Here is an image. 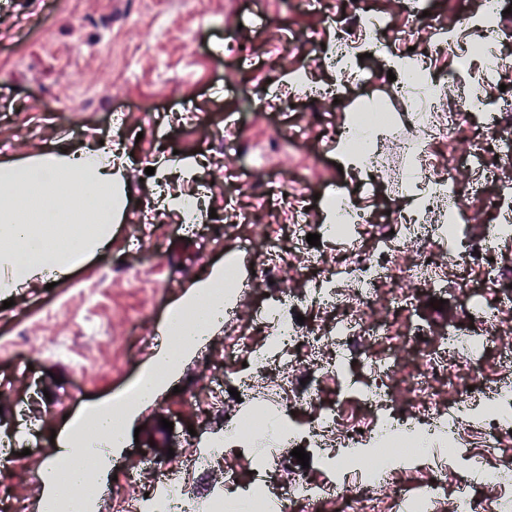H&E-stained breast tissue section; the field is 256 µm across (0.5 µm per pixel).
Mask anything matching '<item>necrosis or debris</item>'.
Returning <instances> with one entry per match:
<instances>
[{
  "label": "necrosis or debris",
  "mask_w": 512,
  "mask_h": 512,
  "mask_svg": "<svg viewBox=\"0 0 512 512\" xmlns=\"http://www.w3.org/2000/svg\"><path fill=\"white\" fill-rule=\"evenodd\" d=\"M379 39L380 31L368 15L350 11L336 19V43L330 60L333 65H341L357 46L372 48ZM469 49L481 59L486 80L497 81L512 74V58L502 54L490 29L471 26ZM487 112L485 100L472 95L461 99L447 122L441 123L431 103H414L408 123L419 138L411 147L423 158L435 140L449 137L462 124ZM474 165L473 155L466 150L444 170L422 161L415 187L433 208L455 206L450 189L456 176L460 169ZM246 189L258 205L267 203L271 190H278L284 205L295 211L293 240L305 242L312 228L308 213L299 207L301 194L289 193L287 183L275 186L267 179L248 183ZM338 224L351 229L347 237L349 257L312 278L300 301L287 302L289 276L284 275L282 267L263 270L274 294L264 320L265 342L249 348L251 364L257 370L267 367L295 342L309 349L302 367L307 381L297 387L293 403L284 405L283 411L288 414L304 410L311 419L303 427L285 424L281 433L288 443L325 449L336 472L335 480L321 484L295 474L279 495L280 512H293L298 506L316 512L327 498L338 501L342 512H379L376 489L392 471L402 467L404 460L425 459L442 466L443 460L435 452V436L440 432L447 434L450 447L473 438L481 448V471L472 482V491L455 496L454 512H482L480 488L512 491V457L501 452L503 435L512 432V385L498 383L492 403L484 401L486 385L481 360L493 340L497 309L485 305L482 298L470 297V309L480 315L479 332H460L452 326L447 335L431 345L422 339L425 325L415 323L399 346L377 353L367 348L366 342L378 337L379 324L361 316L345 317L324 331L298 323L297 313L309 304L367 307L375 300L377 284L384 280L391 282L399 300L406 304L419 293L445 290L449 267L470 263L476 254L494 250L499 241L512 237V225L485 226L478 240L463 243L448 255L434 259L428 247L447 238V225L421 223L400 209L386 224L373 223L371 217L349 209L340 215ZM367 239L374 244L369 252L363 248ZM408 245L414 246L416 260L403 266L399 256ZM342 282L350 284L349 293L339 290ZM409 360L416 362L418 369L411 380L412 396L404 405L391 396L381 379ZM448 375L454 381L447 400L442 401L436 397L433 385ZM327 377L336 381L335 400L323 405L318 393ZM351 404L358 409L357 419L353 425L341 427L340 413Z\"/></svg>",
  "instance_id": "4bbe7bcc"
}]
</instances>
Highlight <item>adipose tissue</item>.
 Instances as JSON below:
<instances>
[{"label": "adipose tissue", "mask_w": 512, "mask_h": 512, "mask_svg": "<svg viewBox=\"0 0 512 512\" xmlns=\"http://www.w3.org/2000/svg\"><path fill=\"white\" fill-rule=\"evenodd\" d=\"M84 187V200L67 198L64 181ZM126 170L116 163L111 149L90 145L78 150L60 148L19 162L0 165V292L23 287L47 274H65L70 268L103 248L112 235V223L124 206ZM35 182L44 192L36 209L22 211L21 194ZM94 209L91 223H82L86 209ZM82 223L79 235L70 227ZM231 294L224 289V269L202 272L175 304L166 332L172 342L158 354L140 379L132 400L107 403L91 411L92 437L64 430L61 455L70 459L66 470L48 462L46 481L59 512H88L87 485L99 484L113 452L127 441V421L135 410L152 401L160 388L155 375L172 377L183 358L218 327L214 310L227 306Z\"/></svg>", "instance_id": "obj_1"}]
</instances>
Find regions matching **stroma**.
Listing matches in <instances>:
<instances>
[{
    "label": "stroma",
    "instance_id": "1",
    "mask_svg": "<svg viewBox=\"0 0 512 512\" xmlns=\"http://www.w3.org/2000/svg\"><path fill=\"white\" fill-rule=\"evenodd\" d=\"M483 0H329L327 9L302 10L294 0H0V164L50 151L61 145L108 141L129 168L130 198L112 226L108 245L55 286L34 279L13 293L11 307L0 308V444L15 453L14 463L0 465V512H43L44 467L53 456L50 437L64 426V416L81 414L90 403L126 397L162 347L172 306L204 267L234 258L239 263L236 301L221 326L181 364L172 381L139 409L131 422L137 440L127 441L95 497V512H129L145 493L159 490L164 467L182 469L196 512H213L212 500L230 478L268 468L274 483L285 484L296 472L317 483L331 475L318 455L298 464L290 447H282L283 466L269 467V434L249 437L241 456L216 465L198 479L184 467L198 451V440L224 433V419L237 416L241 404L225 411L214 407V390L224 380V365L238 337L260 342V310L266 305L264 282L253 265L271 262L265 246L288 244L293 217L284 204L255 206L240 193L248 223L227 220L224 208V151L214 133L239 128L245 149L235 161L243 181L286 169L312 197V224L325 221L327 207L345 187L354 206L385 221L389 210L410 203L407 194L418 157L408 149L405 113L408 103L391 93L386 59L392 52L427 54L430 31L417 22L422 13L455 27L466 43L461 18L480 14ZM378 18L385 33L382 49L354 61L368 82L349 87L339 101L320 100L319 112L305 101L273 112H256L254 101H278L298 79L325 87L337 73L326 61L335 41L333 16L352 8ZM312 31L316 42L299 43ZM431 80L444 85L437 101L440 118L463 93L479 94L496 105L512 101L507 91L488 87L477 63L460 53L434 58ZM385 107L388 120L375 142L380 163L373 172L338 171L339 138L333 130L349 115ZM301 126L305 142L279 139L280 129ZM205 157L207 166L195 180L158 179L145 170L159 162ZM498 184L480 171H460L455 193L461 211L450 218L461 238H477L498 216L491 202ZM206 194L215 215L182 223L165 210L164 192ZM148 221L146 233L135 230ZM387 284H379L372 320L388 329L387 343L406 335L412 322L425 324L430 337L449 325L470 327L458 294L444 292L445 304L434 309L429 293L412 306L394 301ZM172 429L161 427V420ZM461 449L446 469L420 463L400 475V486L435 481L452 488L468 474Z\"/></svg>",
    "mask_w": 512,
    "mask_h": 512
}]
</instances>
